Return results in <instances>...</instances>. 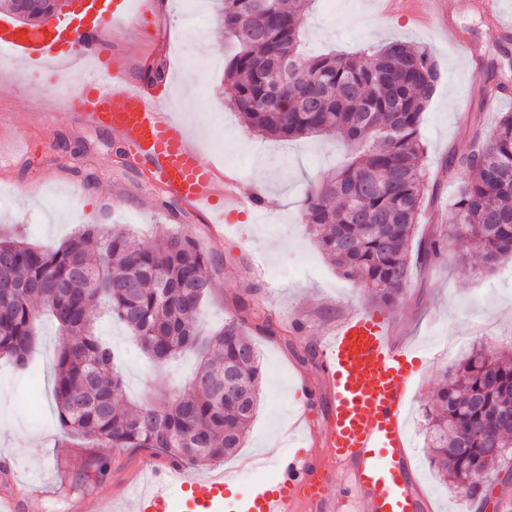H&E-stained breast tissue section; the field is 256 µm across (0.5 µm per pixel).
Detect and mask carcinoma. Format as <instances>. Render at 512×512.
<instances>
[{
    "mask_svg": "<svg viewBox=\"0 0 512 512\" xmlns=\"http://www.w3.org/2000/svg\"><path fill=\"white\" fill-rule=\"evenodd\" d=\"M56 0H32L21 24L32 28ZM216 21L238 52L229 61L228 100L247 126L278 141L338 135L344 163L303 200V221L340 274L384 305L399 300L413 264L466 242L484 267L512 256V112H504L478 151L453 149L461 174L448 232L418 249L412 236L427 192L422 114L439 71L427 51L392 42L371 53L300 51L301 16L313 0H217ZM0 358L29 368L33 322L48 314L62 333L54 399L67 438L108 448H150L175 466L204 465L241 447L258 405V351L238 321L203 341L196 322L212 283L209 259L187 234L144 247L131 234L84 226L49 250L0 237ZM104 305L149 358L165 363L203 351L197 371L171 387L166 405H122L112 349L93 330ZM426 438L432 471L461 493L477 494L512 470V350L474 349L431 396ZM499 448L498 461L486 457Z\"/></svg>",
    "mask_w": 512,
    "mask_h": 512,
    "instance_id": "1",
    "label": "carcinoma"
}]
</instances>
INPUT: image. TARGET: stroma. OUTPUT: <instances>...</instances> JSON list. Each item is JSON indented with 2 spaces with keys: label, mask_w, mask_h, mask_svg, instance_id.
I'll return each mask as SVG.
<instances>
[{
  "label": "stroma",
  "mask_w": 512,
  "mask_h": 512,
  "mask_svg": "<svg viewBox=\"0 0 512 512\" xmlns=\"http://www.w3.org/2000/svg\"><path fill=\"white\" fill-rule=\"evenodd\" d=\"M156 14L152 0H140V18L112 29L105 51L120 72L135 82L148 79L153 64L166 66L156 82L160 97L179 98V85L192 83L193 101H181V118L198 142L204 161L224 162L240 173L239 191L261 192L262 214L248 211L215 231L204 216L168 198L139 166L114 156L109 133L76 123H48L57 96L54 73L34 83L0 63V186L11 187L0 203V235L55 248L84 225L111 233L136 232L143 246L181 231L210 258L212 290L198 324L203 334L244 317L260 355L259 409L244 443L222 461L189 468L193 477L221 471L233 497L243 501L270 483L257 463L265 449H291L288 428L320 432L324 405L305 411L309 389L322 379V362L299 364L297 352L321 347L351 312L383 315L395 340L420 350L423 366L406 407L411 465L434 512H484L452 482L432 473L428 463L425 408L445 374L479 346L512 348V279L483 268L466 243L451 257L414 268L404 296L394 305L378 304L353 280L339 275L302 221L301 203L319 173L339 159L341 139L309 136L275 143L250 131L227 100L229 56L215 20L214 0H167ZM439 23L428 16L432 0H318L302 20L304 52H354L399 41L426 49L440 68V82L420 133L437 199L424 204L415 240L448 226L456 183L445 165L451 147L468 143L473 132L490 130L499 112H512V98L498 111L486 102L495 85L512 90V0H498V22L483 13L481 0H446ZM98 335L113 350L123 377V401L135 404L157 396L174 378H188L195 354L155 369L128 331L103 310L92 314ZM276 326L275 337L257 332L260 319ZM31 379L21 378L0 360V464L9 463L15 481L43 478L56 493L33 502L28 512H98L105 496L125 506L126 486L138 480L147 448L77 447L63 443L53 387L60 333L49 319L38 323ZM106 470L97 482L86 479L98 463Z\"/></svg>",
  "instance_id": "1"
}]
</instances>
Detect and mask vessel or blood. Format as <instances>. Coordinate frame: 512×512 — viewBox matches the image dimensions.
Listing matches in <instances>:
<instances>
[{"label": "vessel or blood", "instance_id": "obj_1", "mask_svg": "<svg viewBox=\"0 0 512 512\" xmlns=\"http://www.w3.org/2000/svg\"><path fill=\"white\" fill-rule=\"evenodd\" d=\"M131 2L114 0L94 26L66 17L35 31L13 28L0 36V60L48 66L71 60L76 48L99 56L101 30L129 16ZM54 114L107 130L167 197L206 213L208 223H233L242 203L259 206L258 195L241 198L235 179L203 161L176 113L120 71L95 78L69 72L59 85ZM322 355L324 377L314 395L328 403L320 436L324 454L306 450L275 458V479L241 503L242 512H336L330 485L339 468L362 493L360 512H429L407 457L405 405L417 353L396 344L381 316L358 312L324 340ZM47 492L45 482L34 479L23 483L21 492L0 496V502L6 512H25ZM129 497L134 512H224L228 483L220 473L197 480L177 469L155 468L148 486H133Z\"/></svg>", "mask_w": 512, "mask_h": 512}]
</instances>
